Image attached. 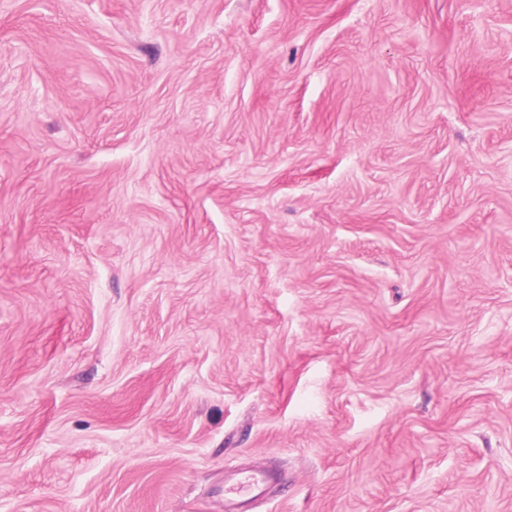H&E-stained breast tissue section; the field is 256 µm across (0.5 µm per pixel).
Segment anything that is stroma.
Segmentation results:
<instances>
[{
  "label": "stroma",
  "instance_id": "35a3bbf8",
  "mask_svg": "<svg viewBox=\"0 0 512 512\" xmlns=\"http://www.w3.org/2000/svg\"><path fill=\"white\" fill-rule=\"evenodd\" d=\"M512 512V0H0V512ZM276 475L270 469L235 470L232 475L224 476V510L241 512L238 505L244 501L255 500L263 495L264 487Z\"/></svg>",
  "mask_w": 512,
  "mask_h": 512
}]
</instances>
